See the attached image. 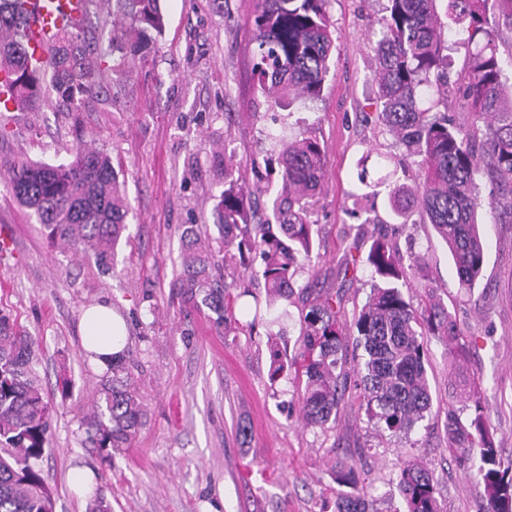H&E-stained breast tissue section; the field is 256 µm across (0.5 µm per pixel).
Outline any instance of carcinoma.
I'll return each mask as SVG.
<instances>
[{
    "label": "carcinoma",
    "mask_w": 512,
    "mask_h": 512,
    "mask_svg": "<svg viewBox=\"0 0 512 512\" xmlns=\"http://www.w3.org/2000/svg\"><path fill=\"white\" fill-rule=\"evenodd\" d=\"M24 0H0V73L8 75L12 108L0 107V138L12 134L15 112H33L51 96L73 105L98 96L104 71L123 77L130 60L165 30L161 0H84V20L54 40L47 65L27 60ZM328 0H256L251 78L269 108L293 96H322L334 48ZM381 37L373 47L381 110L377 121L406 151L416 167L414 185L390 182V174H358L367 195L388 189L391 212L403 222L418 216L448 247L459 286L471 293L483 277L485 241L478 213L488 210L512 223V98L505 93L512 69V0H386ZM112 25V50L102 53L87 39L86 19ZM467 32L459 69L453 62L441 17ZM473 117L463 127L448 116V99ZM281 182L272 194V219H257L263 191L244 190L224 166V190L216 196L217 236L205 224L182 231L187 249L177 282L182 302L215 314L218 332L227 328L236 299L249 294V266L230 283L224 269L248 250L261 260L254 275L263 279L266 313L295 295L299 266L311 262L315 244L310 202L323 177V148L312 138L282 143ZM13 196L32 210L46 237L60 253L112 269L128 229V205L118 187L112 158L84 141L73 146V160L49 165L13 162L7 167ZM491 185L481 193L479 180ZM365 263L372 269V291L354 326L365 352L361 377L366 412L391 433H409L431 413L424 337L442 339L455 398L470 410L448 406L450 451L466 448L477 463L485 512H512V466H503L485 417L482 392L465 370L471 341L448 309L436 299L421 255L403 260L394 241L372 239ZM417 280L422 302L413 305L402 288ZM239 293H234V290ZM305 314L299 321L298 348L280 353L270 337V379L293 377L302 391V415L310 426L336 422L347 388L340 353L346 328L339 321L342 299L303 289ZM40 340L0 311V512H54V498L36 462L49 444L52 406L37 371ZM112 378L102 382L87 421V442L95 448H127L146 422V405L127 366V355L112 357ZM336 484L347 488L336 512H369L367 486L357 464L342 462ZM399 490L405 512H443L433 475L407 461Z\"/></svg>",
    "instance_id": "carcinoma-1"
}]
</instances>
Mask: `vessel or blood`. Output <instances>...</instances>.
<instances>
[{"mask_svg":"<svg viewBox=\"0 0 512 512\" xmlns=\"http://www.w3.org/2000/svg\"><path fill=\"white\" fill-rule=\"evenodd\" d=\"M32 14L25 32L29 62L45 64L46 46L81 16L83 0H26Z\"/></svg>","mask_w":512,"mask_h":512,"instance_id":"b4317fda","label":"vessel or blood"}]
</instances>
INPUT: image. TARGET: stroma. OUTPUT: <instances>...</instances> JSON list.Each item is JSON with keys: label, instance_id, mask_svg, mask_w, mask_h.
I'll use <instances>...</instances> for the list:
<instances>
[{"label": "stroma", "instance_id": "35a3bbf8", "mask_svg": "<svg viewBox=\"0 0 512 512\" xmlns=\"http://www.w3.org/2000/svg\"><path fill=\"white\" fill-rule=\"evenodd\" d=\"M163 0L162 37L136 55L126 78L104 72L97 99L71 109L56 101L16 115L0 139V231L13 254L0 259V310L43 342L39 375L55 408L50 446L39 467L55 512H87L89 501L67 484L74 467L92 470L112 512H335L333 473L361 458L360 476L374 489V512H404L400 469L413 460L434 476L444 512H483L466 453L446 448L452 387L448 354L425 340L433 406L409 434L370 420L347 390L335 423L306 426L301 389L270 383L269 328L254 320L248 298L220 336L207 313L185 308L176 294L185 224L213 223L224 188V164L238 162L249 187L280 182L282 136L317 139L323 188L310 219L315 248L296 287L338 290L349 325V372L363 362L352 325L371 288V270L344 273L346 250L367 251L373 235L392 236L402 254L425 256L432 287L474 346L467 367L487 403V420L504 465H512V224L484 214V276L473 293L458 283L446 246L428 224H403L385 196L366 198L359 163L375 168L388 156L398 182H410L404 150L374 120V57L385 0H329L336 51L323 95L267 110L251 87L247 43L254 0ZM107 150L129 203V242L120 243L109 273L60 254L32 210L16 201L5 170L14 161H71L76 140ZM107 302L127 323L131 370L147 422L131 447L100 450L86 441L91 401L106 371L81 346L83 311ZM66 366L68 397L56 389Z\"/></svg>", "mask_w": 512, "mask_h": 512}]
</instances>
